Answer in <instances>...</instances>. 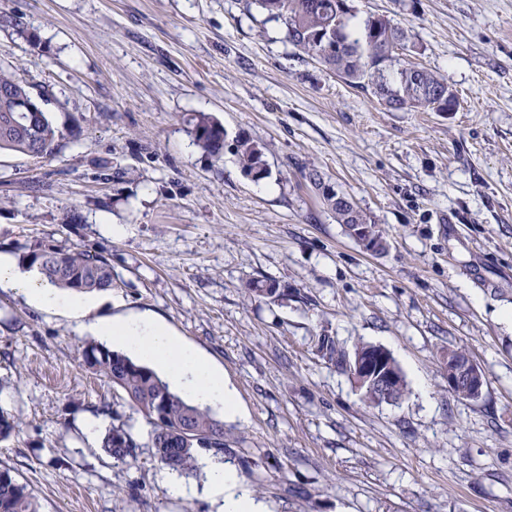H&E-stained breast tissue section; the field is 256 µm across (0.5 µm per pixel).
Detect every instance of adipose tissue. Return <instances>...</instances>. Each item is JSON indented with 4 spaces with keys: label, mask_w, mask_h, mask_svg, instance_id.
<instances>
[{
    "label": "adipose tissue",
    "mask_w": 512,
    "mask_h": 512,
    "mask_svg": "<svg viewBox=\"0 0 512 512\" xmlns=\"http://www.w3.org/2000/svg\"><path fill=\"white\" fill-rule=\"evenodd\" d=\"M0 288H12L33 306L48 312L84 316L96 303L94 297L68 293L43 279L37 269H20L0 258ZM92 332L120 345L134 357L148 361L169 384L194 403L239 414L237 394L223 371L209 365L193 348L182 343L164 323L148 314L118 315L92 324ZM207 490L218 512H264V507L239 486L235 473L222 463L205 464Z\"/></svg>",
    "instance_id": "1"
}]
</instances>
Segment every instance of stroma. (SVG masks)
<instances>
[{"label":"stroma","mask_w":512,"mask_h":512,"mask_svg":"<svg viewBox=\"0 0 512 512\" xmlns=\"http://www.w3.org/2000/svg\"><path fill=\"white\" fill-rule=\"evenodd\" d=\"M348 5L352 26L405 27L457 111L390 109L246 0H0L25 27L0 26V63L77 124L53 159L0 154V254L79 247L114 279L80 320L0 288V413L16 425L0 468L38 512H216L203 470L171 494L152 425L79 364L87 324L128 312L223 370L243 412L224 420L223 462L268 512H512V0ZM200 112L224 126L222 161L194 142ZM242 137L267 178L243 174ZM312 168L383 253L346 234ZM254 280L281 296L254 297ZM322 336L347 356L387 349L405 396L366 403ZM452 349L484 370L481 398L449 390ZM116 421L140 443L125 464L103 449ZM308 178H309V182H310L312 188L314 189V191L317 193V195L321 199L323 205L326 206V209L333 215V217L336 219V222L338 224H342L344 226L345 232L352 238L351 226L348 223V221L345 220L344 210L336 205V200H342L343 202H349L348 199L352 200V198L347 195H345V197H346L345 198L340 192H338L335 189V187L333 185H331L329 183H325V185H324L325 193L330 197L336 196V200L331 201V199L326 197L323 193L322 188H323L324 182H323V178L320 175V173H318L317 170L312 169L311 171H309Z\"/></svg>","instance_id":"stroma-1"}]
</instances>
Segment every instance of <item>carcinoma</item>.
<instances>
[{"instance_id":"carcinoma-1","label":"carcinoma","mask_w":512,"mask_h":512,"mask_svg":"<svg viewBox=\"0 0 512 512\" xmlns=\"http://www.w3.org/2000/svg\"><path fill=\"white\" fill-rule=\"evenodd\" d=\"M254 4L282 22L289 43L386 106L432 112L457 109V94L442 77L411 61H400V57L413 53L414 45L395 19L370 16L361 34L353 37L347 32L346 0H254ZM0 87L11 88L19 99H32L33 86L19 80L8 67L0 66ZM193 127L197 146L215 161H221L224 126L213 117L198 113ZM70 135L72 131L61 130L44 109L12 112L0 104V152L50 159ZM236 152L243 172L260 169L263 153L250 139L237 140ZM268 175L265 168L258 179ZM308 178L336 222L351 233L344 210L324 195L320 173L313 169ZM23 249L22 260L61 289L83 293L112 289V266L99 252L66 250L44 242L31 243ZM79 362L120 390L129 405L150 421L153 455L169 470L179 474L194 470L202 451L224 454V423L209 408L173 392L149 367L93 342L81 348ZM103 448L115 461L127 463L136 459L141 445L120 424L112 426ZM0 512H37L31 492L7 468L0 469Z\"/></svg>"}]
</instances>
